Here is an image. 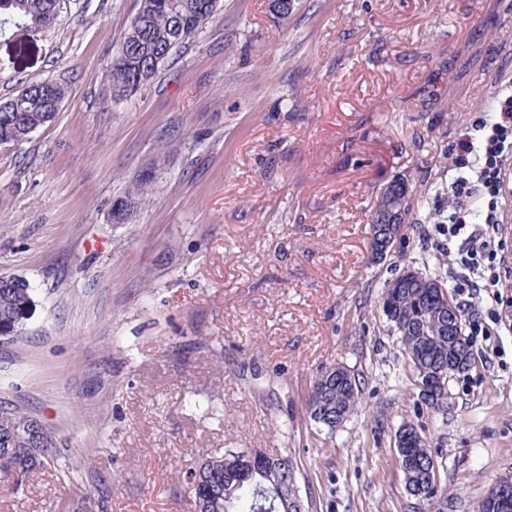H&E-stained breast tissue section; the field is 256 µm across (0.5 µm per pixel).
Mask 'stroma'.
Segmentation results:
<instances>
[{
    "label": "stroma",
    "mask_w": 512,
    "mask_h": 512,
    "mask_svg": "<svg viewBox=\"0 0 512 512\" xmlns=\"http://www.w3.org/2000/svg\"><path fill=\"white\" fill-rule=\"evenodd\" d=\"M290 4L220 0L123 101L107 66L138 0H61L50 30L0 35V98L66 90L53 122L0 147V276L36 300L22 339L0 343V398L60 441L0 484V512H191L190 468L253 448L296 458L307 512H475L512 476V169L497 299L464 293L436 228L460 131L512 86V0ZM396 179L405 240L376 262L370 219ZM145 180L149 202L113 221ZM409 267L445 283L476 361L442 410L382 311ZM335 366L363 383L332 433L306 403ZM407 421L447 494L407 493Z\"/></svg>",
    "instance_id": "35a3bbf8"
}]
</instances>
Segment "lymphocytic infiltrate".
Segmentation results:
<instances>
[{
  "label": "lymphocytic infiltrate",
  "instance_id": "f902f5d3",
  "mask_svg": "<svg viewBox=\"0 0 512 512\" xmlns=\"http://www.w3.org/2000/svg\"><path fill=\"white\" fill-rule=\"evenodd\" d=\"M461 159L448 185L454 205L448 216L449 238L458 239L457 263L468 277L466 286L482 279L497 287L494 273L496 232L503 222L500 203L506 164L512 160V90L498 91L492 109L465 128L456 143Z\"/></svg>",
  "mask_w": 512,
  "mask_h": 512
}]
</instances>
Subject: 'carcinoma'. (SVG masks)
Wrapping results in <instances>:
<instances>
[{"mask_svg":"<svg viewBox=\"0 0 512 512\" xmlns=\"http://www.w3.org/2000/svg\"><path fill=\"white\" fill-rule=\"evenodd\" d=\"M218 0H139L124 34L119 55L110 66L112 97L126 99L150 81L169 58L193 38L201 24L217 11ZM60 0H0V34L6 28L40 31L56 20ZM65 89L53 83H32L0 100V146H16L55 119ZM406 184L394 181L381 189L371 223L391 205H403ZM436 278L415 269L389 294L383 310L391 330L398 333L420 380L437 373L451 374L472 362L470 342L448 335V321L433 282ZM35 304L28 285L0 283V338L15 342L23 334ZM361 382L352 370L334 367L314 381L307 402L311 421L334 431L358 412ZM37 418L17 405L0 400V481L30 475L57 456L53 433L35 435ZM398 464L408 493L429 500L439 481V466L427 448V438L410 422L396 434ZM296 461L273 455L265 465L248 464L232 454H214L199 461L187 479L198 481L193 512H299L289 505L296 485Z\"/></svg>","mask_w":512,"mask_h":512,"instance_id":"carcinoma-1","label":"carcinoma"}]
</instances>
